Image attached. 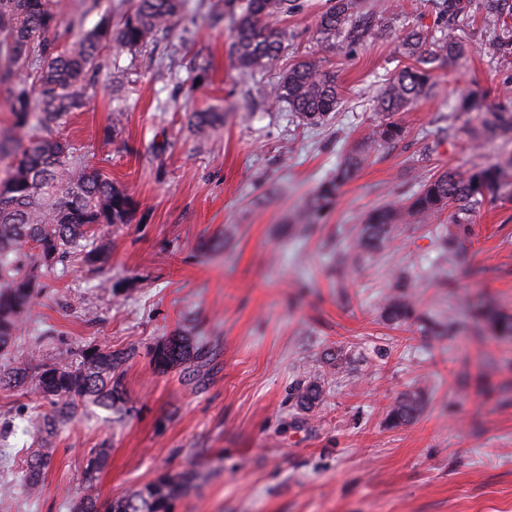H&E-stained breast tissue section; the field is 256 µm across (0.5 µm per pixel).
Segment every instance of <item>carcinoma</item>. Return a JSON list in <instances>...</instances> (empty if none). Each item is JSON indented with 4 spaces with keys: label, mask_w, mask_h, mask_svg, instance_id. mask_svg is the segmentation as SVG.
<instances>
[{
    "label": "carcinoma",
    "mask_w": 512,
    "mask_h": 512,
    "mask_svg": "<svg viewBox=\"0 0 512 512\" xmlns=\"http://www.w3.org/2000/svg\"><path fill=\"white\" fill-rule=\"evenodd\" d=\"M303 0H224V13L212 16L218 22L233 19L229 51L235 68L246 74L273 68L285 51V32L273 23L304 10ZM435 14L434 30L419 25L400 43L412 63L387 80L377 96L378 109L388 115L404 110L425 96L433 86L435 63L443 58L461 60L468 46L454 31V24L467 11L468 0H429ZM391 9L386 0L363 10L360 0H327L320 12L317 31L322 45L342 37L353 46L378 34L372 22ZM185 10V0H137L133 10L117 22L105 10L95 26L78 30L68 46L56 37L61 6L58 0H0V95L5 98L11 124L0 133V351L15 336L17 319L39 294V270L65 262L77 251L89 264L107 257L99 242L100 230L131 223L136 206L133 198L112 182L101 169L87 164L69 143L53 136V129L84 107V90L102 66L104 49L117 45L139 52L158 34L172 30ZM499 63L512 66V30H506L496 47ZM268 97L285 104L306 125L328 121L339 104L336 74L315 59H304L268 84ZM224 114L206 110L190 115V125L200 137H208ZM403 127L385 119L373 127L367 140L341 158L333 177L322 182L305 204L303 222L315 223L331 208L343 185L367 162L371 149L402 137ZM500 137L512 141V111L500 109L482 114L475 130V143ZM512 198V160L507 166L485 164L464 173L446 171L421 183L403 202H392L368 214L357 228V248L379 249L400 224L448 212V223L457 232L439 236L451 247L457 233L472 223L473 213L485 201ZM385 319L401 324L424 320L408 294L386 296L381 307ZM492 335H512V317L494 309L481 312ZM199 347L184 335L165 340L155 353L161 369L189 360ZM123 357L92 349L82 355L80 367L68 371L44 366L36 387L50 400L55 416L73 418L87 402L107 410H120L122 382L116 369ZM28 380L27 368L1 365L0 386H21ZM318 378L303 382L295 394L296 405L312 410L322 400ZM422 408L421 392L402 396L391 407L392 424L412 421ZM47 466L43 454L31 457L28 479L38 484ZM187 472L159 476L132 494L99 503L87 495L79 512H171L173 500L189 485Z\"/></svg>",
    "instance_id": "cac0c4a2"
}]
</instances>
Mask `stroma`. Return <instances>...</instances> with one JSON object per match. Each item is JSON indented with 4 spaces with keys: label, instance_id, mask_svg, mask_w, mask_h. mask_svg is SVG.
Here are the masks:
<instances>
[{
    "label": "stroma",
    "instance_id": "35a3bbf8",
    "mask_svg": "<svg viewBox=\"0 0 512 512\" xmlns=\"http://www.w3.org/2000/svg\"><path fill=\"white\" fill-rule=\"evenodd\" d=\"M215 2L187 0L174 34L138 55L108 51L82 111L54 131L137 207L131 223L102 230L101 267L73 259L43 271L41 296L0 352L31 375L0 387V512H76L88 493L118 499L183 471L195 477L172 512H512V338L473 316L485 305L512 315V199L484 202L451 252L437 241L444 215L399 225L371 253L352 237L429 177L512 153L499 139L475 147L480 115L456 109L470 91L512 109V68L494 53L512 17L472 0L460 30L468 57L439 64L427 97L395 115L403 140L376 148L321 220L302 224L338 151L382 121L375 96L408 63L399 43L420 0H398L379 20L385 37L353 48H321L326 0L281 21L279 69L311 57L336 73L340 104L319 126L268 99L271 73L233 67L232 22H210ZM118 105L121 125L105 138ZM209 108L224 125L203 139L189 116ZM398 275L420 313L455 319L448 335L384 321ZM178 333L201 356L157 370V347ZM95 348L123 357L121 412L87 404L41 439L33 422L52 408L34 375L45 363L77 367ZM313 376L323 396L306 412L294 396ZM415 388L419 415L392 425L391 406ZM39 449L50 461L34 487L27 462ZM102 449L107 463L87 480Z\"/></svg>",
    "mask_w": 512,
    "mask_h": 512
}]
</instances>
